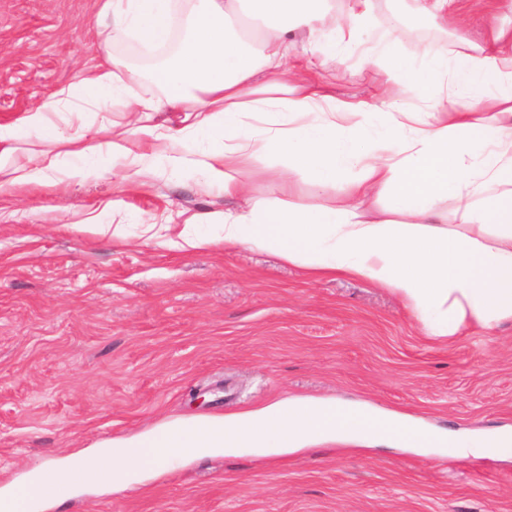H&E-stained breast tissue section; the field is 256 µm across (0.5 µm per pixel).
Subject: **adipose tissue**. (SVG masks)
Returning a JSON list of instances; mask_svg holds the SVG:
<instances>
[{"instance_id":"adipose-tissue-1","label":"adipose tissue","mask_w":512,"mask_h":512,"mask_svg":"<svg viewBox=\"0 0 512 512\" xmlns=\"http://www.w3.org/2000/svg\"><path fill=\"white\" fill-rule=\"evenodd\" d=\"M244 1L192 0L187 35L150 73L162 105L131 99L138 73L111 60L27 110L20 123L0 125V194L46 184L59 168L58 157L18 154L22 131L48 133L65 155L84 152L82 135L60 133L50 119L72 101L132 112L133 125L113 126L105 147L133 162L138 134L177 140L154 124L157 108L192 112L210 141L198 165L239 206L204 217V233L191 221L176 232L147 225L160 244L256 247L314 277L389 288L436 338L512 322V28L494 30L474 54L428 50L417 71L391 54L389 39L380 40L368 59L387 83L428 82L437 91L416 109L389 98L371 111L324 93L321 83L298 80L288 68L287 41L290 29L325 20L334 27L335 50L348 51L370 0H353L338 16L317 13L315 0H248L253 15L280 21L255 43L234 25ZM98 3L99 18L124 26L134 40L169 41L172 0ZM248 114L272 120L257 128L245 122ZM260 150L281 158L280 187L300 169L319 188L339 186V194L311 207L248 196L244 176Z\"/></svg>"}]
</instances>
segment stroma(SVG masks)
<instances>
[{
  "instance_id": "stroma-1",
  "label": "stroma",
  "mask_w": 512,
  "mask_h": 512,
  "mask_svg": "<svg viewBox=\"0 0 512 512\" xmlns=\"http://www.w3.org/2000/svg\"><path fill=\"white\" fill-rule=\"evenodd\" d=\"M416 0H371L358 39L392 33L394 55L461 48ZM96 0H0V124L113 56L161 59L160 48L112 33L99 46ZM288 62L332 96L405 106L423 94L379 79L354 51L312 58L326 29L292 34ZM137 65V64H136ZM96 152L70 159L48 186L0 195V487L47 460L175 416L231 415L282 398L354 400L430 429H512V323L453 342L424 335L389 289L313 278L274 253L160 246L145 224H181L236 209L194 168L192 134L171 162L143 146L144 173L108 154L125 113L61 112ZM102 232H92V225ZM45 512H512V458L457 459L339 441L287 456L172 462L163 479L112 492L69 486Z\"/></svg>"
}]
</instances>
